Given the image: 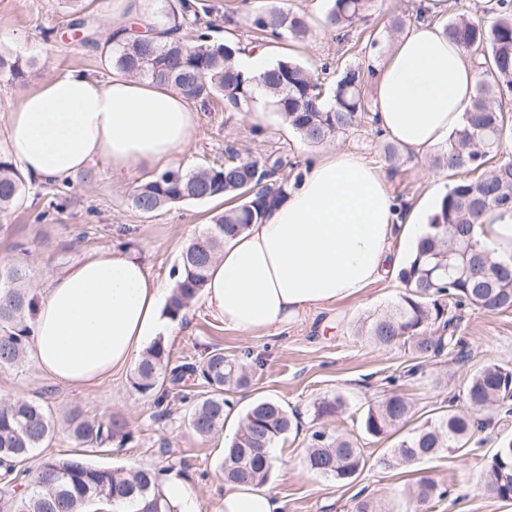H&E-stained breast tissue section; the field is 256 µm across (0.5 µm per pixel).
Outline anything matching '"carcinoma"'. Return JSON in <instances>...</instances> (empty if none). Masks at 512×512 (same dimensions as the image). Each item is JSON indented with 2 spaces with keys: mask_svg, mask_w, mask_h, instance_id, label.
<instances>
[{
  "mask_svg": "<svg viewBox=\"0 0 512 512\" xmlns=\"http://www.w3.org/2000/svg\"><path fill=\"white\" fill-rule=\"evenodd\" d=\"M83 0H68L70 27L82 41L96 43L95 32L81 7ZM374 0H329L326 20L337 36L345 37L352 24L363 17ZM209 8L198 0H176L168 10L155 11L152 32L163 29L165 39L139 37L123 40L112 34V51L104 55L111 71L126 77L148 79L187 100L203 103L215 99L224 111L239 112L254 101L255 87L265 91L282 121L306 143L333 141L358 125L370 111L365 97V77L360 70L345 68L326 93L308 69L284 58L260 77H248L234 66L241 41H215L212 24L204 20ZM250 26L272 40L302 39L310 31L307 16L285 9L276 0L249 16ZM446 36L474 58L478 80L468 112L433 157L435 168L450 176L462 175L431 215L427 230L407 256L398 277L405 293L389 310L364 319L357 334L386 347L403 346L420 357L438 356L459 344L455 335L456 311L465 306L494 313L512 308V262L497 258L481 241L479 218L494 208H512V158L503 146L512 133V119L503 101L512 96V0H498L497 18L487 26L481 21L458 18L444 25ZM32 62L0 50V75L18 83L29 76ZM281 162L266 157H242L233 146L225 149L218 168L166 169L140 184L131 196L133 206L145 215L175 203L204 202L224 197L234 206L213 217L205 234L180 254L175 283L166 314L175 319L204 289L207 272L224 244L266 213L288 194V181L278 176ZM23 176L0 155V214L24 202ZM37 301L26 287V271L13 263L0 265V368L24 361L31 341L28 319ZM436 326L429 331L430 326ZM169 354L162 340L141 355L132 375V387L143 394H157L165 409L185 407L191 428L201 437L223 430L230 400L226 394L250 384L252 366L214 350L197 363L168 368ZM194 377L208 388L207 395L191 398L181 384ZM462 397L470 412L448 410L426 419L390 449L401 464L457 453L469 447L478 433L494 427L495 412L512 403V366L488 363L473 372L464 384ZM341 396L324 397L313 405L317 418L341 410ZM409 402L393 393L368 407L364 431L380 437L403 421ZM67 437L79 448L123 447L130 438L126 422L116 416L89 419L72 410L66 420ZM293 426L292 414L275 399L252 404L241 418L235 437L224 450L221 469L227 483L265 484L273 469L271 448ZM57 420L43 404L15 399L0 404V469L3 476L15 464L31 458L56 435ZM512 437L497 440L487 457L483 488L490 497H512V482H499L501 473H512ZM308 469L338 484L353 481L365 466L362 449L352 439L332 437L315 430L309 439ZM449 491L422 479L409 496L418 504L433 507ZM94 501L112 503L121 512H178L167 498L161 470L140 466L122 471L95 466L75 457L41 460L24 491L14 496L7 512H84Z\"/></svg>",
  "mask_w": 512,
  "mask_h": 512,
  "instance_id": "cac0c4a2",
  "label": "carcinoma"
}]
</instances>
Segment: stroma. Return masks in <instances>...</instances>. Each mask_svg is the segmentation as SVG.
Instances as JSON below:
<instances>
[{
  "label": "stroma",
  "instance_id": "stroma-1",
  "mask_svg": "<svg viewBox=\"0 0 512 512\" xmlns=\"http://www.w3.org/2000/svg\"><path fill=\"white\" fill-rule=\"evenodd\" d=\"M201 2L211 9L208 20L215 39L257 44L247 14L262 6L263 0ZM417 2L375 0L368 19L355 24L348 37L340 40L319 24L326 0H282L283 6L308 15L311 30L305 39L280 41L276 48L319 74L328 88L343 68L364 73L378 68L396 40L393 19L413 20ZM69 21V7L63 0H0V50L34 62L25 83L0 76L1 154L9 152L8 116L25 93L69 70L110 78L101 47L82 43ZM196 109L192 142L177 155L182 168L219 166L225 148L232 145L246 157L280 159V177L293 182L316 157L344 150L381 167L397 204L414 206L432 194L431 154L418 156L404 150L398 167H391L383 151L389 138L378 134L370 118H363L336 141L312 146L273 112L256 121L250 112H228L219 103H200ZM153 174L150 168L117 172L108 161L98 159L63 182L28 180L23 206L0 216V264L22 263L29 287L40 294L53 275L73 262L96 250L114 248L134 254L154 279L172 288V272L182 250L206 231L217 208L212 202H186L151 216L141 214L132 207L130 195ZM403 292L399 279L381 282L336 307L306 311L283 331L245 334L227 328L202 297L172 320L164 339L171 365L200 362L216 348L230 357H250L256 364L251 384L231 393L234 410L243 412L254 400L271 397L297 413V430L275 443V465L267 485L283 503V512H356L362 497L379 501L385 512H408V492L424 477L450 491L434 512H512V503L492 499L481 489L485 458L497 438L512 435V415L501 418L461 453L413 464L394 463L390 455L401 437L439 408L450 405L464 410L459 391L472 371L489 362L512 364V310L460 311L459 350L423 359L356 335L363 319L388 310ZM412 367L416 375L407 376ZM132 374L127 366L101 383L76 391L43 376L29 359L0 369V399H35L59 418L74 407L90 417L117 415L126 420L132 434L121 448L79 449L61 432L47 447L36 450L29 468H36L40 459L60 455H77L98 466L126 471L145 465L163 470L173 464L190 493V512H224L219 461L225 442L239 429L238 422L211 437H199L182 410L163 415L153 396L136 391ZM394 388L409 399L408 418L385 436L367 435L363 418L368 407ZM336 394L344 397L345 409L334 417L315 418L314 402ZM316 430L357 440L366 465L353 483L342 485L307 471L308 439Z\"/></svg>",
  "mask_w": 512,
  "mask_h": 512
}]
</instances>
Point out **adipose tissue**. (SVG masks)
Here are the masks:
<instances>
[{
    "instance_id": "obj_1",
    "label": "adipose tissue",
    "mask_w": 512,
    "mask_h": 512,
    "mask_svg": "<svg viewBox=\"0 0 512 512\" xmlns=\"http://www.w3.org/2000/svg\"><path fill=\"white\" fill-rule=\"evenodd\" d=\"M427 19L400 38L378 70V127L416 153L446 141L460 125L477 80L468 55L433 22L443 0H424ZM196 112L176 93L115 76L73 70L25 94L6 125L17 170L63 179L94 159L113 169L165 170L191 142ZM420 208L397 215L380 167L357 156L325 154L303 173L263 223L225 244L204 294L226 327L255 333L287 329L306 310L359 296L397 275L395 241L418 240ZM478 232L512 257V209H493ZM163 286L134 255L93 252L56 274L40 298L31 347L37 369L73 388L86 387L139 359L165 328ZM266 488L224 487V512H281Z\"/></svg>"
}]
</instances>
